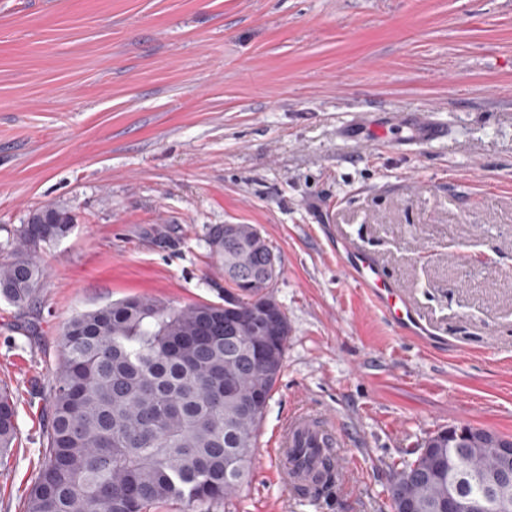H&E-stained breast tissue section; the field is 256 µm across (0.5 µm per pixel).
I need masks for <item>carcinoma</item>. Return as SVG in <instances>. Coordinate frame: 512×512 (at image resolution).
<instances>
[{
	"label": "carcinoma",
	"instance_id": "1",
	"mask_svg": "<svg viewBox=\"0 0 512 512\" xmlns=\"http://www.w3.org/2000/svg\"><path fill=\"white\" fill-rule=\"evenodd\" d=\"M74 216L46 206L17 231L0 262V297L31 307L44 278L38 254ZM222 302L170 308L134 297L73 316L59 341L42 461L21 512H150L176 501L208 512L251 473L257 426L282 372L288 317L272 288L280 264L252 224L212 227ZM16 435L13 398L0 390V453ZM470 425L429 435L387 487L391 512H512L498 493L500 443Z\"/></svg>",
	"mask_w": 512,
	"mask_h": 512
}]
</instances>
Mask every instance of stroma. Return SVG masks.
Instances as JSON below:
<instances>
[{
    "mask_svg": "<svg viewBox=\"0 0 512 512\" xmlns=\"http://www.w3.org/2000/svg\"><path fill=\"white\" fill-rule=\"evenodd\" d=\"M428 111L442 138L405 153L398 127L380 146L340 134L355 112ZM49 204L75 221L39 253L36 304L0 299L17 411L0 512H21L38 471L68 320L137 296L216 301L217 224L268 240L291 333L251 474L210 512H390L392 474L430 434L512 438V0H0V261ZM346 242L436 344L372 306ZM301 406L347 444L312 504L275 461Z\"/></svg>",
    "mask_w": 512,
    "mask_h": 512,
    "instance_id": "stroma-1",
    "label": "stroma"
}]
</instances>
